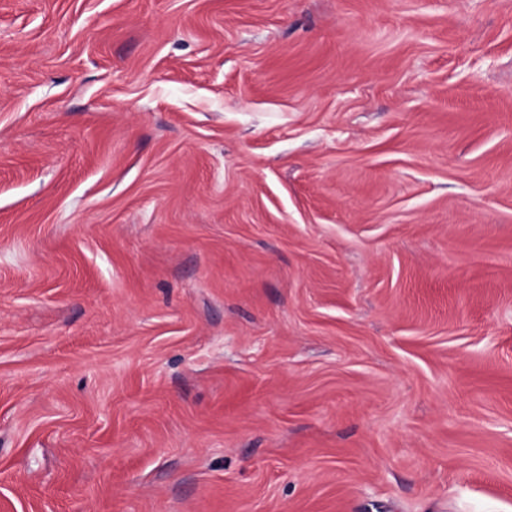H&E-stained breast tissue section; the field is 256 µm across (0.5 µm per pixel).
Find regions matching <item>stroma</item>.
Wrapping results in <instances>:
<instances>
[{"label": "stroma", "mask_w": 512, "mask_h": 512, "mask_svg": "<svg viewBox=\"0 0 512 512\" xmlns=\"http://www.w3.org/2000/svg\"><path fill=\"white\" fill-rule=\"evenodd\" d=\"M512 512V0H0V512Z\"/></svg>", "instance_id": "1"}]
</instances>
